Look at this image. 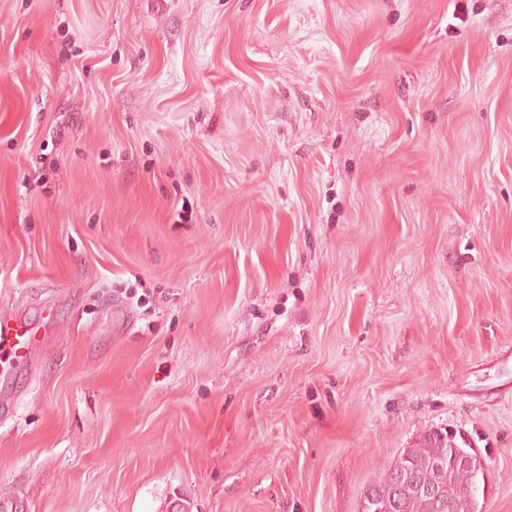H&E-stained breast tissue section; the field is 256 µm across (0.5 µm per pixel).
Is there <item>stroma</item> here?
Wrapping results in <instances>:
<instances>
[{"mask_svg": "<svg viewBox=\"0 0 512 512\" xmlns=\"http://www.w3.org/2000/svg\"><path fill=\"white\" fill-rule=\"evenodd\" d=\"M0 489L362 512L445 427L512 512V0H0ZM36 334L24 320L0 317V375L28 365L31 351L39 342Z\"/></svg>", "mask_w": 512, "mask_h": 512, "instance_id": "35a3bbf8", "label": "stroma"}]
</instances>
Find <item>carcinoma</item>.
<instances>
[{
  "label": "carcinoma",
  "mask_w": 512,
  "mask_h": 512,
  "mask_svg": "<svg viewBox=\"0 0 512 512\" xmlns=\"http://www.w3.org/2000/svg\"><path fill=\"white\" fill-rule=\"evenodd\" d=\"M475 455L460 446L448 430L428 428L418 442L362 491V512H429L427 494L437 491L446 500L477 499L468 470L457 462ZM25 500L12 491L0 492V512H15Z\"/></svg>",
  "instance_id": "obj_1"
}]
</instances>
